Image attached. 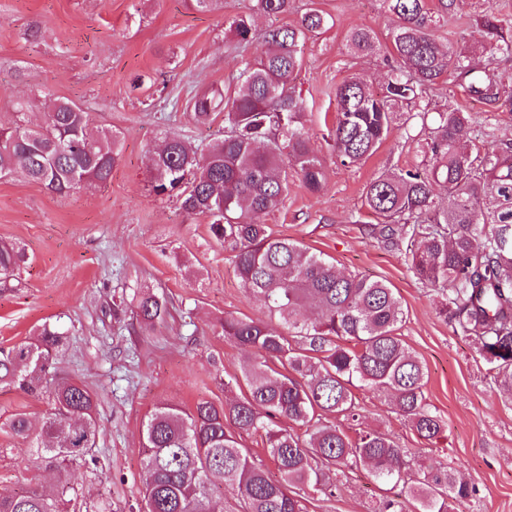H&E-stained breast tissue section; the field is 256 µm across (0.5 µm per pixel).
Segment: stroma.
I'll return each instance as SVG.
<instances>
[{"instance_id":"35a3bbf8","label":"stroma","mask_w":512,"mask_h":512,"mask_svg":"<svg viewBox=\"0 0 512 512\" xmlns=\"http://www.w3.org/2000/svg\"><path fill=\"white\" fill-rule=\"evenodd\" d=\"M312 4L334 24L307 34L291 84L326 181L313 194L290 174L283 207L258 221L341 271L386 282L401 302V338L426 368L424 396L444 420L447 438L436 444L419 438L393 412L389 394L369 388L354 391L360 429L389 432L417 461L449 465L474 486L458 512H512V403L477 340L457 333L442 314L441 291L421 284L403 253L368 232L376 221L364 204L369 182L420 164L422 155L400 123L361 164L343 165L332 146L337 87L358 78L380 91L393 61L382 0H292L279 16L256 13L253 0H224L207 13L193 11L187 0H0V124L16 121L14 100L35 99L24 116L31 123L48 104L70 100L89 113L93 127L120 135V161L105 186L60 197L20 177L0 178V242L18 244L28 256L18 278L0 281V348L28 340L43 322L55 323L67 333L60 376L80 379L98 395L94 461L68 474L79 506L139 512L142 422L157 403L220 406L242 394L230 381L244 354L225 338L221 322L228 313L266 322L271 316L245 292L230 251L214 242L206 220L154 193L150 156L169 137L195 145L220 137L223 115L194 121L195 94L213 86L233 96L242 58L259 55L269 28L297 24ZM490 9L512 22V0H462L458 13L432 32L441 44L465 43L472 58L485 59L474 24ZM239 15L252 19L247 45L229 30ZM357 26L372 30L373 54L351 49L348 34ZM423 104L431 113L450 105L472 113L471 138L480 149L496 138L512 141V111L473 98L466 86L440 83ZM488 126L494 138L485 136ZM146 292L169 308L152 328L136 319V300ZM49 410L45 398L0 386V490L56 483L34 438L7 427L17 413L40 426ZM389 494L358 467L339 477L334 497L311 494L307 510L375 512Z\"/></svg>"}]
</instances>
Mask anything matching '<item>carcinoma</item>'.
I'll use <instances>...</instances> for the list:
<instances>
[{
	"mask_svg": "<svg viewBox=\"0 0 512 512\" xmlns=\"http://www.w3.org/2000/svg\"><path fill=\"white\" fill-rule=\"evenodd\" d=\"M458 2L437 0L432 7L429 0H383L393 20L395 65L380 93L356 79L336 89L334 147L342 164L360 163L389 136L396 107L406 106L404 123L416 131L406 138L421 147L422 165L367 185L365 205L378 219L371 234L385 247L405 251L413 275L446 294L443 311L455 330L479 341L512 402V144L483 153L469 137V113L449 108L430 119L419 110L427 90L445 77L466 81L473 94L512 110V96L505 94L512 77L491 69L497 55L512 54V30L493 11L477 27L488 58L483 66L451 43L442 47L431 33L435 18L455 13ZM290 7L291 0H255V9L267 15L286 14ZM328 24L325 13L310 8L298 25L266 31L261 55L241 60L232 102L218 88L194 98L197 122L224 113V137L203 151L170 138L154 152L153 190L207 220L215 241L233 253L244 288L288 333L260 320L224 317V337L254 355L241 373L246 393L224 406L160 403L145 417L142 512H223L206 510L217 480L236 494L242 512H307L305 490L332 497L331 473L358 466L379 482L406 484L411 449L378 429L352 437L335 422L361 417L354 387L391 391L393 410L421 439L432 442L445 432L425 401V366L397 334L405 319L394 289L340 274L322 256L249 219L282 205L290 160L309 191L323 187L325 170L304 128L303 101L287 84L301 67V41ZM229 28L239 43L251 42L248 17L233 18ZM348 42L358 53L375 51L369 29H353ZM90 124L89 113L60 100L40 125H0V176H20L59 196L105 184L120 159L118 135ZM439 189L448 194L446 208L436 203ZM26 261L23 247L0 242L1 279L15 276ZM136 314L140 324L152 326L166 316V301L145 294ZM64 340L65 332L45 323L35 337L1 348L0 385L36 397L46 393V375ZM46 394L51 410L36 453L58 472V483L50 490L0 491V512L74 508L65 473L95 447L97 394L74 378ZM283 418L299 431L281 427ZM6 426L17 436L29 435L24 414ZM257 432L264 434L276 477L240 443L241 434ZM473 492L447 467L421 465L406 494L383 499L377 512H451V503Z\"/></svg>",
	"mask_w": 512,
	"mask_h": 512,
	"instance_id": "1",
	"label": "carcinoma"
}]
</instances>
